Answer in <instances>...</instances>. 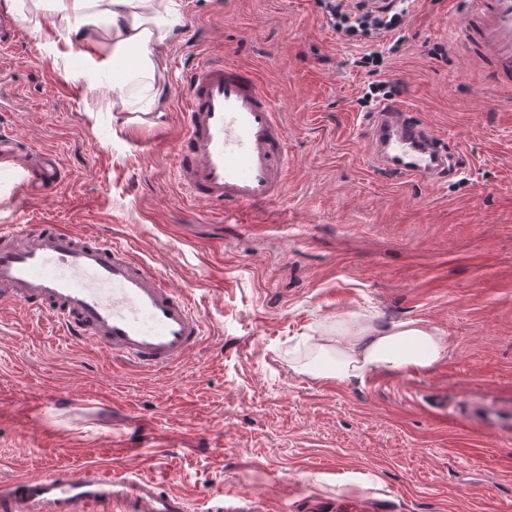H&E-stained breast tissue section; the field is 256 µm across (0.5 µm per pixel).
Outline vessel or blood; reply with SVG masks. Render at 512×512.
<instances>
[{
  "label": "vessel or blood",
  "mask_w": 512,
  "mask_h": 512,
  "mask_svg": "<svg viewBox=\"0 0 512 512\" xmlns=\"http://www.w3.org/2000/svg\"><path fill=\"white\" fill-rule=\"evenodd\" d=\"M455 34L490 82L512 85V0H466ZM177 122L176 168L191 200L222 212L285 197L288 140L280 108L253 68L198 58L182 74ZM366 134L387 175L433 182L454 171L447 139L403 105H379L366 117ZM28 173L31 196L64 179L49 150ZM0 302L38 310L73 344L106 348L147 370L178 365L205 340L190 297L130 248L49 220L0 229ZM451 412L499 421L487 404H455ZM0 512H188V501L141 472L89 465L1 482Z\"/></svg>",
  "instance_id": "vessel-or-blood-1"
}]
</instances>
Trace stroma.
I'll return each mask as SVG.
<instances>
[{"instance_id": "1", "label": "stroma", "mask_w": 512, "mask_h": 512, "mask_svg": "<svg viewBox=\"0 0 512 512\" xmlns=\"http://www.w3.org/2000/svg\"><path fill=\"white\" fill-rule=\"evenodd\" d=\"M168 107L150 128L113 98L111 62L14 19L0 41V132L58 153L49 198L0 202L132 247L185 291L206 339L142 373L70 344L38 311L0 305V481L93 462L145 470L199 504L251 512H512V429L431 406L495 404L512 419V87L485 82L455 42L463 0H414L375 79L454 142L457 173L426 184L373 169L357 100L368 50L316 0H175ZM256 70L282 111L288 195L215 218L175 181L174 89L194 55ZM421 319L447 343L431 369L315 380L288 351L339 314Z\"/></svg>"}]
</instances>
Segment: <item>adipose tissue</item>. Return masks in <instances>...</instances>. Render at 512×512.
<instances>
[{
  "instance_id": "1",
  "label": "adipose tissue",
  "mask_w": 512,
  "mask_h": 512,
  "mask_svg": "<svg viewBox=\"0 0 512 512\" xmlns=\"http://www.w3.org/2000/svg\"><path fill=\"white\" fill-rule=\"evenodd\" d=\"M34 30L52 26L75 43L111 57L115 100L123 111L148 116L167 106L164 48L182 18L174 0H7ZM439 330L420 319L377 324L372 316L346 315L327 324L311 344L288 353L289 367L317 380L354 383L385 370H427L446 353Z\"/></svg>"
}]
</instances>
